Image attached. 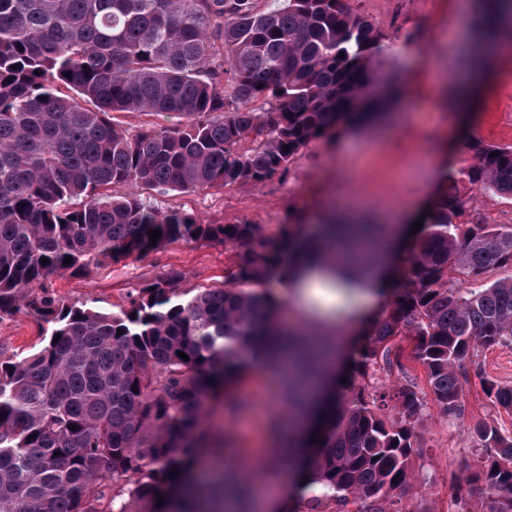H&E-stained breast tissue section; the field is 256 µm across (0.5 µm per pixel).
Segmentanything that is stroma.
Masks as SVG:
<instances>
[{
	"label": "stroma",
	"mask_w": 512,
	"mask_h": 512,
	"mask_svg": "<svg viewBox=\"0 0 512 512\" xmlns=\"http://www.w3.org/2000/svg\"><path fill=\"white\" fill-rule=\"evenodd\" d=\"M458 0H362L370 15L390 38L391 47L377 66L381 82H395L401 95L387 110L388 120L365 123L330 140H316L303 148L287 173L255 186L215 187L204 191L144 192L143 198L161 209L179 208L205 224L247 220L267 227L299 222L300 232L318 238L322 207L334 200L341 208L368 203L383 213L406 202L431 203L445 187L446 176L457 175L470 163L461 146L448 151V167L438 170L426 162L436 150L439 134L460 131L479 134L486 142L512 144V49L492 58L483 74L468 70L473 42L455 6ZM471 84L474 107L469 118L444 111L441 92ZM469 205L486 224H512V197L479 186H467ZM234 249L224 244L175 242L137 260L112 264L86 279L56 278L54 289L69 302H97L118 309L127 293L141 281L161 276L168 268L182 269L183 288L221 285L232 267ZM41 328L25 312L0 321V346L21 353L37 347ZM464 383L465 414L448 421L436 404H429L424 420L426 450L416 463L415 477L395 497L396 512H460V499L471 512H487V503L458 480L478 460L468 432L476 422L495 424L512 435V411L486 396L482 381L512 385V344L484 349L458 371ZM271 374L257 368L245 381L227 391L238 408L225 414L211 409L207 424L223 433L230 454L251 462L255 489L266 488L271 458L268 427L271 416L284 408L271 394Z\"/></svg>",
	"instance_id": "stroma-1"
}]
</instances>
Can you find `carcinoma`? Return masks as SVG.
Masks as SVG:
<instances>
[{
	"label": "carcinoma",
	"mask_w": 512,
	"mask_h": 512,
	"mask_svg": "<svg viewBox=\"0 0 512 512\" xmlns=\"http://www.w3.org/2000/svg\"><path fill=\"white\" fill-rule=\"evenodd\" d=\"M359 2L0 0V321L23 310L42 328L33 352L0 351V512H201L177 484L193 479L200 449L226 451L205 415L214 404L236 411L224 387L243 359L275 356L293 401L320 368L312 338L282 327L265 345L278 306L265 285L292 283L284 250L296 225L203 224L141 191L261 184L375 111L366 93L389 44ZM475 12L486 39L512 40V0H477ZM115 112L179 121L130 130ZM464 148L460 182L511 197L512 146L472 136ZM115 185L134 191L114 196ZM467 203L455 187L434 201L321 442H310L305 467L323 493L304 512H340L351 496L363 512H388L409 483L426 398L397 339H412L410 358L450 420L464 412L457 369L512 343V276L478 290L453 281L512 271V224H484ZM322 237L332 259L366 269L390 228L325 224ZM179 241L233 246L224 286L185 291L171 268L117 312L52 288ZM378 370L405 377L391 407L372 383ZM483 388L512 410L511 385ZM470 434L483 456L466 485L489 512H512V436L487 422ZM230 493L246 488L226 476L202 496Z\"/></svg>",
	"instance_id": "cac0c4a2"
}]
</instances>
